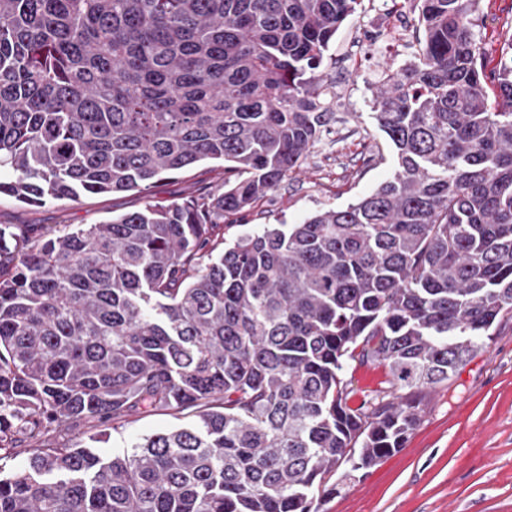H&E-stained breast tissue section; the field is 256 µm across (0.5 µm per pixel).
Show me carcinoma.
Returning a JSON list of instances; mask_svg holds the SVG:
<instances>
[{"mask_svg":"<svg viewBox=\"0 0 512 512\" xmlns=\"http://www.w3.org/2000/svg\"><path fill=\"white\" fill-rule=\"evenodd\" d=\"M477 2L418 0L419 50L372 86L390 180L228 239L329 122L358 0H0V195L224 173L64 235L0 227V512H318L342 465L404 448L512 311V36L489 65ZM351 362L389 375L356 408ZM143 414L188 422L109 457L50 439Z\"/></svg>","mask_w":512,"mask_h":512,"instance_id":"cac0c4a2","label":"carcinoma"}]
</instances>
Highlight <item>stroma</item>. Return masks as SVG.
Listing matches in <instances>:
<instances>
[{
	"label": "stroma",
	"mask_w": 512,
	"mask_h": 512,
	"mask_svg": "<svg viewBox=\"0 0 512 512\" xmlns=\"http://www.w3.org/2000/svg\"><path fill=\"white\" fill-rule=\"evenodd\" d=\"M403 15L412 35L399 49L374 45L375 35ZM415 0H362L347 18L326 55L323 72L342 95L308 162L290 173L268 196L240 214L232 233L258 224H298L324 207L343 208L389 180L395 156L379 130L370 105L371 87L386 67L412 58L423 28ZM479 35L491 59H499L503 26L512 19V0H479ZM220 183L219 171L204 161L159 181L148 194L134 191L85 195L40 207L0 195V226L39 224L63 234L79 224H97L144 207L147 200L182 201ZM358 407L386 388L388 370L378 364L349 365ZM422 419L406 445L375 466L347 477L336 474L338 495L320 512H512V312L498 321L487 351L462 366L447 384L427 394ZM169 415L146 414L91 443L83 429L63 432L65 444L94 445L118 454L137 438L175 426Z\"/></svg>",
	"instance_id": "35a3bbf8"
}]
</instances>
